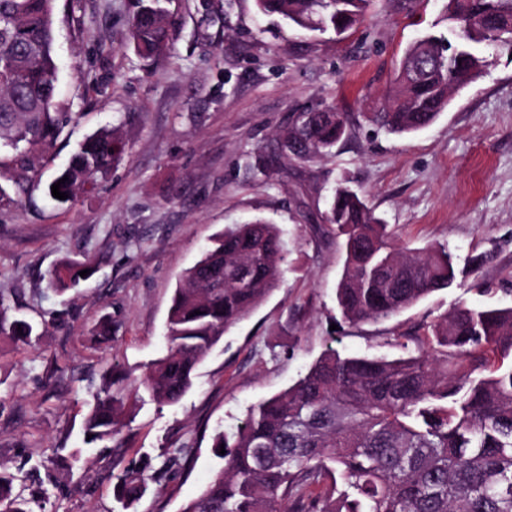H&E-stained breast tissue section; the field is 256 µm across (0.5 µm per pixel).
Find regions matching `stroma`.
Instances as JSON below:
<instances>
[{"label": "stroma", "instance_id": "35a3bbf8", "mask_svg": "<svg viewBox=\"0 0 512 512\" xmlns=\"http://www.w3.org/2000/svg\"><path fill=\"white\" fill-rule=\"evenodd\" d=\"M139 0H55L58 97L68 113L50 146L0 149V295L50 325L32 345L0 341V466L43 512H118L112 462L159 459L185 446L177 474L138 512H181L223 465L215 429L298 380L326 347L399 356L394 338L465 301L512 306V55L456 92L430 127L403 136L368 125L407 45L433 31L441 0H374L343 36L311 33L254 0H166L169 53L127 44ZM351 115L329 154L302 159L281 134L300 113ZM118 128L126 157L65 203L47 186L79 143ZM413 247L447 245L455 284L384 322H342L339 244L323 222L338 184ZM260 216L278 225L290 269L278 288L198 367L174 406L147 400L118 448H87L86 403L112 366L139 377L167 349L165 323L182 272L212 236ZM485 255L477 272L471 257ZM65 258L97 272L57 296L48 273ZM109 343L89 340L101 316Z\"/></svg>", "mask_w": 512, "mask_h": 512}]
</instances>
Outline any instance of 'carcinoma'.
I'll use <instances>...</instances> for the list:
<instances>
[{
    "mask_svg": "<svg viewBox=\"0 0 512 512\" xmlns=\"http://www.w3.org/2000/svg\"><path fill=\"white\" fill-rule=\"evenodd\" d=\"M162 0H140L127 39L142 58L170 51ZM373 0H254L256 12L278 15L310 32L342 34L363 22ZM451 37L427 32L406 48L388 105L365 120L403 135L429 127L448 109V94L481 79L492 58L512 53V0H443ZM475 25L485 31L476 39ZM54 0H0V148L25 155L50 144L58 68ZM344 112H308L283 133L300 157L327 152L344 136ZM125 154L115 129L89 135L52 179L73 197L105 176ZM325 223L342 238L343 272L336 304L349 323L386 321L456 280L457 256L446 246L401 244L361 197L340 184ZM287 253L277 226L264 218L219 234L187 269L167 318L168 349L136 385L112 369L101 376L84 416L87 445L116 441L132 421L139 391L160 405L179 403L198 365L224 335L280 285ZM91 263L65 260L47 284L62 294ZM200 314H194V311ZM22 331H17V328ZM415 353L345 356L327 349L290 387L252 404L213 448L224 467L182 512H512V307L465 302L420 327ZM33 324L7 315L0 295V340L29 343ZM160 468L127 467L115 475L121 512L152 491ZM15 476L0 468V512H33L14 493Z\"/></svg>",
    "mask_w": 512,
    "mask_h": 512,
    "instance_id": "1",
    "label": "carcinoma"
}]
</instances>
